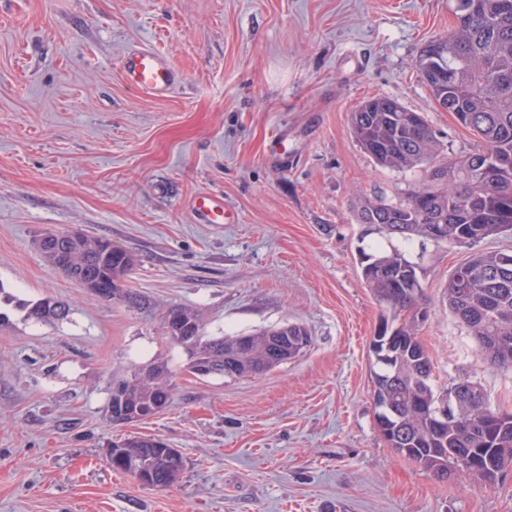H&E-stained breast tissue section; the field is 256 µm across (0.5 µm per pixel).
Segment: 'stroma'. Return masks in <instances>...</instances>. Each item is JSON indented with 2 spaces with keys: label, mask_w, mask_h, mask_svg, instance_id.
<instances>
[{
  "label": "stroma",
  "mask_w": 512,
  "mask_h": 512,
  "mask_svg": "<svg viewBox=\"0 0 512 512\" xmlns=\"http://www.w3.org/2000/svg\"><path fill=\"white\" fill-rule=\"evenodd\" d=\"M455 0H0V512H512V469L495 484L436 480L382 439L369 352L403 316L360 277L355 204L396 199L419 173L377 166L350 114L389 97L422 113L445 154L477 139L438 108L415 62L446 36ZM165 53L179 84L130 88L120 58ZM279 135L270 153L271 135ZM234 224H202L198 194ZM82 230L135 259L127 287L147 316L51 266L46 232ZM475 248L416 240L427 318L418 336L437 385L466 377L512 412V369L481 363L444 289ZM51 298L67 319L36 322L8 297ZM197 309L215 336L299 324L312 341L258 376L198 377L160 328V310ZM168 360L173 396L153 418L112 425L113 381ZM137 433L186 460L168 488L106 460ZM191 208L202 224H234L238 214L224 206L223 198L208 194H200L191 202Z\"/></svg>",
  "instance_id": "obj_1"
}]
</instances>
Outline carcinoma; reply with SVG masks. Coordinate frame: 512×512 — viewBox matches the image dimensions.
<instances>
[{"mask_svg": "<svg viewBox=\"0 0 512 512\" xmlns=\"http://www.w3.org/2000/svg\"><path fill=\"white\" fill-rule=\"evenodd\" d=\"M434 101L481 143L474 151L443 155V146L424 117L391 98H370L351 113L352 133L360 147L386 169L423 171L419 184L394 202L361 199L357 221L406 242L472 246L487 238L512 234V0H457L448 35L426 44L417 60ZM497 169L488 181L481 169ZM41 249L46 261L101 299L140 312L153 306L145 296L122 284L133 258L112 243L87 235L72 243L50 235ZM503 251L479 252L453 269L445 297L448 310L473 336L482 361L512 368V265ZM419 265L393 248L363 254L361 279L366 288L395 311L409 313L398 327L384 326L370 343L379 370L374 372L373 404L378 430L400 456L435 478L452 472L494 483L512 467V413L493 410L480 385L461 378L438 389L431 359L417 336L421 283ZM27 318L64 320L66 306L49 298L21 303ZM162 328L175 326L190 341L175 339L188 356V368L204 365L215 374L236 377L265 373L299 354L306 337L297 324L288 333L277 328L245 335L211 336L199 312L172 305L161 313ZM168 361L155 359L130 369L112 384L108 417L119 426L161 413L172 398ZM116 447L126 458L112 469L135 474L152 471L156 487L179 478L184 461L179 451L167 454L153 439L133 436Z\"/></svg>", "mask_w": 512, "mask_h": 512, "instance_id": "obj_1", "label": "carcinoma"}]
</instances>
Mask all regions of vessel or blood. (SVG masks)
Wrapping results in <instances>:
<instances>
[{"instance_id": "obj_1", "label": "vessel or blood", "mask_w": 512, "mask_h": 512, "mask_svg": "<svg viewBox=\"0 0 512 512\" xmlns=\"http://www.w3.org/2000/svg\"><path fill=\"white\" fill-rule=\"evenodd\" d=\"M121 71L130 87L150 96L169 95L177 86V76L168 58L156 49L138 47L128 51L121 60ZM191 208L205 224H233L238 220L237 212L216 196L198 195Z\"/></svg>"}]
</instances>
